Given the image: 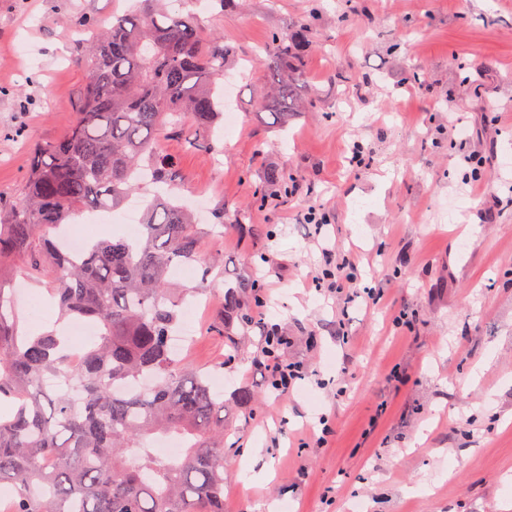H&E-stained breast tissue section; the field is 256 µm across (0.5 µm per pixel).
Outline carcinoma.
<instances>
[{
    "instance_id": "obj_1",
    "label": "carcinoma",
    "mask_w": 512,
    "mask_h": 512,
    "mask_svg": "<svg viewBox=\"0 0 512 512\" xmlns=\"http://www.w3.org/2000/svg\"><path fill=\"white\" fill-rule=\"evenodd\" d=\"M107 27L83 20L86 80L63 138L35 145L21 195L0 213V490L6 512H224V395L177 358L174 268L201 260L203 228L158 197L139 239L99 240L76 257L53 240L84 210L114 212L149 179L172 183L158 134L213 140L224 43L160 0ZM307 43L272 34L265 53L302 76ZM46 278L60 316L94 324L74 353L55 331L21 332L5 281ZM249 285L224 293L240 308ZM179 437L175 459L151 452Z\"/></svg>"
}]
</instances>
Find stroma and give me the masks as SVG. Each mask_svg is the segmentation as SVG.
<instances>
[{
  "mask_svg": "<svg viewBox=\"0 0 512 512\" xmlns=\"http://www.w3.org/2000/svg\"><path fill=\"white\" fill-rule=\"evenodd\" d=\"M134 0H0V201L21 192L31 146L65 136L85 75L79 22L110 24ZM224 41L216 143L160 133L173 196L223 215L179 307L205 285L191 361L208 368L240 338L224 385V512H512V0H183ZM310 47L275 118L273 32ZM420 80H413V73ZM361 146L363 163L351 162ZM291 174L287 192L270 171ZM322 229L303 223L307 207ZM350 255L376 300L316 292L326 256ZM248 324L224 317V291ZM265 302L254 317L255 297ZM52 286L18 281L23 328L52 324ZM409 322V333L396 315ZM305 379L270 390L264 324ZM256 396L242 409L233 395ZM333 434L316 442L323 425ZM268 479L243 490L248 449Z\"/></svg>",
  "mask_w": 512,
  "mask_h": 512,
  "instance_id": "stroma-1",
  "label": "stroma"
}]
</instances>
